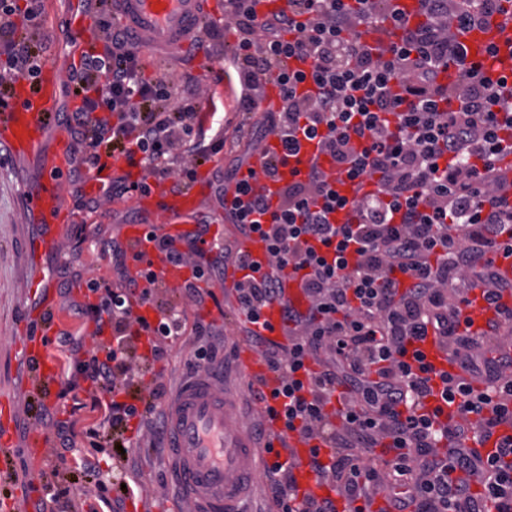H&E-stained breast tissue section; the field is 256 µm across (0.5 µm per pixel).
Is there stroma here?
Instances as JSON below:
<instances>
[{
	"label": "stroma",
	"instance_id": "1",
	"mask_svg": "<svg viewBox=\"0 0 512 512\" xmlns=\"http://www.w3.org/2000/svg\"><path fill=\"white\" fill-rule=\"evenodd\" d=\"M67 7L58 0L55 8L44 9V26L54 27L59 42L51 50L47 63L61 74H68L74 57L81 54L86 46L103 51L104 42L94 38L92 44L73 40L65 20ZM41 174L39 154L17 157L6 156L0 162V407H10L13 413L12 441L8 450L0 451V500L15 497L16 490L30 468L25 452L29 436L40 430L47 436L42 450L40 468L42 486L28 499L21 501L17 512H39V504L47 493L58 494L54 512H69L70 506H77L78 512H102L103 498H116L113 487L112 467L123 463L128 479L136 481L142 488L141 494L124 499L121 512H190L187 501L174 495L169 484L168 459L151 447L146 433L132 435V445L125 458H118L116 448L102 444L91 449L89 441L82 434H75L74 445L61 449L52 426L42 423L36 408L40 396L28 383L27 370L21 359V337L19 328L26 320V310L33 299L26 290L32 278L30 247L39 236L41 228L30 212L26 192L35 184ZM65 218L59 233L63 249L42 257L45 282L56 286L57 268L64 264L77 240V225H85L87 235H101L107 238L120 235L123 225L135 222L140 214L137 208L113 202L95 213L77 210L72 198L64 200ZM216 301L204 306L186 305L189 321L205 323L223 320L227 335L237 336L239 325L236 321L235 298L231 289L215 284ZM224 396L234 411L237 422L247 431H254L261 419L259 410L248 407L246 381L237 367L224 372ZM94 452L101 470V485H94L77 468L78 459L87 452ZM66 457V465H59V457Z\"/></svg>",
	"mask_w": 512,
	"mask_h": 512
}]
</instances>
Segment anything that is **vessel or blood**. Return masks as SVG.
Listing matches in <instances>:
<instances>
[{
    "instance_id": "obj_1",
    "label": "vessel or blood",
    "mask_w": 512,
    "mask_h": 512,
    "mask_svg": "<svg viewBox=\"0 0 512 512\" xmlns=\"http://www.w3.org/2000/svg\"><path fill=\"white\" fill-rule=\"evenodd\" d=\"M219 0H110L114 21L128 28L138 46L151 55L176 60L182 77L202 80L210 90L222 92L221 68L207 65L204 60L198 24L204 15L214 12ZM359 40L367 45L388 44L391 32L386 23H370L358 32ZM460 41L474 52L476 59H485L489 45L500 48L493 65L503 73L512 72V11L495 14L481 31L463 33ZM58 77L48 66L42 67L37 80L17 77L9 105L0 111V145L7 146L16 156L40 153L42 177L29 190V206L42 227L35 244V257L58 247L57 220L61 209L60 180L70 158L71 139L65 129L57 131L54 150L40 152L39 147L57 109ZM132 176L128 167H117L114 160L101 158L87 176L88 186L100 190L109 186L113 174ZM134 205L148 204V213L157 218V225H125L121 239L127 248L130 268H153L164 285L181 286L189 275L185 266L163 262L161 252L147 239L157 236L179 237L195 230L202 199L200 190L190 188L170 192L165 186L133 199ZM58 318L51 301H44L37 310L31 328V340L23 361L46 394H60L63 382L59 369L49 356L50 326ZM425 349L437 369L456 373L448 360V348L437 338H429ZM239 372L253 383L271 382L261 356L249 349L237 353ZM173 429L169 449L170 471L192 505L193 512H244L240 505L242 478L261 456L260 447L253 445L241 430L233 413L224 403V392L217 387L207 371L192 373L181 385L177 398L168 412ZM288 439V462L296 464L297 474L308 486H315L306 461L308 446L300 436Z\"/></svg>"
}]
</instances>
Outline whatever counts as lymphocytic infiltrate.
<instances>
[{
    "instance_id": "f902f5d3",
    "label": "lymphocytic infiltrate",
    "mask_w": 512,
    "mask_h": 512,
    "mask_svg": "<svg viewBox=\"0 0 512 512\" xmlns=\"http://www.w3.org/2000/svg\"><path fill=\"white\" fill-rule=\"evenodd\" d=\"M409 23L396 0H287L263 15L261 0H224V27L233 46L209 52L222 60L233 92V110L248 118L260 111L265 83L275 79L280 105L262 126L249 129L251 150L263 153L260 170L240 178L242 163L216 170L215 195L224 220L265 244L267 268L255 273L238 249L198 224L185 248L159 238L167 262L188 265L185 299L204 304L222 281L227 264L242 274L236 308L249 324L240 340L259 352L275 377L271 393L250 387V400L283 401L286 431L309 441L308 466L332 495L303 494L294 467L265 463L267 496L279 512H371L384 491L396 512H512V435L493 453L475 458L471 435L490 438L512 422V356L481 357V335L512 326V281L496 269L492 253L512 257L501 238L512 227V195L499 166L512 155V81L468 55L456 34L483 28L502 0H418ZM103 16L105 48L85 55L75 95L82 103L66 116L74 141L68 182L78 209L94 213L104 203L138 192L151 181L171 191L189 187L196 168L224 148V131L206 135L200 118V82L174 85L166 76L146 77L139 47L109 17L108 0H96ZM40 0H0V105L18 74L37 78L45 42L18 37L39 30ZM385 21L398 37L372 48L352 39L358 26ZM302 61L295 69L291 60ZM455 67L456 77L439 76ZM276 137L278 149L267 146ZM318 156L304 177L280 169L303 142ZM119 155L141 168L145 180L119 177L102 195L84 189L85 175L100 155ZM340 169L354 184L341 194L329 175ZM375 179L363 192L362 177ZM279 183L278 192L266 181ZM209 239V250L198 240ZM113 281L84 279L82 252L73 249L58 270L61 297L82 322L108 320L111 338L86 347L84 337L60 332L69 355L68 391L86 386L100 420L92 438L111 434L126 446L133 418L151 444L168 440L163 403L169 388L154 368L171 344L193 332L190 370L229 368L223 326L187 324L184 309L160 304L152 270L131 276L122 242H104ZM298 282L309 305L285 298L283 282ZM84 281L88 301L72 299L70 283ZM479 294L493 315L483 334L471 332L460 307ZM155 308L156 323L132 312L133 300ZM278 304L287 343L255 331L263 308ZM446 342L466 372L464 380L436 376L419 344L427 335ZM146 353H138V343ZM441 379L443 406L457 420L439 424L442 408L427 409L434 379ZM139 405L118 401V394ZM382 449V466L361 465L355 449Z\"/></svg>"
}]
</instances>
